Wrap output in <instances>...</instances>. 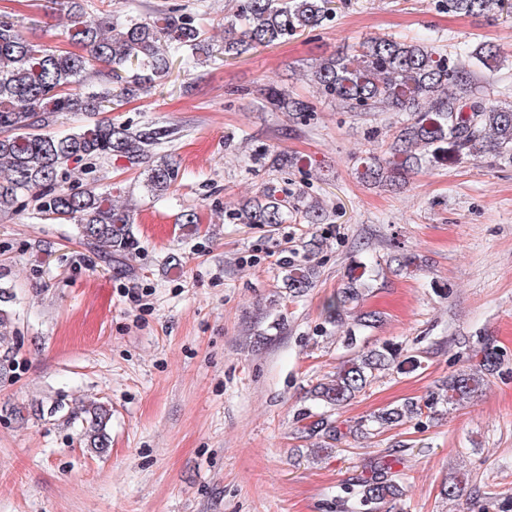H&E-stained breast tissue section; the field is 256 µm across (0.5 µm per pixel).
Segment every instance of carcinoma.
Returning <instances> with one entry per match:
<instances>
[{
	"label": "carcinoma",
	"instance_id": "1",
	"mask_svg": "<svg viewBox=\"0 0 512 512\" xmlns=\"http://www.w3.org/2000/svg\"><path fill=\"white\" fill-rule=\"evenodd\" d=\"M334 0H237L234 18L224 27V60L237 59L257 47H268L305 31L323 27L336 15ZM448 11L481 15L502 13L507 0H445ZM65 34L69 50H54L30 40L8 15L0 14V212L21 211L30 199L39 219L77 225L79 240L112 263L130 271L136 250L132 209L112 201V194L87 185L66 186L69 164L86 161V173L98 161H123L144 167L146 186L163 197L174 186L178 169L172 157L158 154L172 132L159 127L115 125L100 114L129 98L148 92L168 76L175 62L184 66L210 53L204 32L180 5L163 16L112 18V12L90 14L81 0H69ZM500 50L482 45L460 49L455 59L442 54L428 35L410 40L371 38L350 51L338 50L310 66L308 77L320 94L345 112H405L393 141L373 156L361 178L391 184L397 178L452 157L479 158L487 153L512 154V101H486L472 92L477 69L498 67ZM265 102L273 112L301 115L314 104L270 86ZM82 116L78 128L48 131L51 118ZM276 169L312 166L286 152L265 155ZM298 207H288L267 191L234 210L240 224L274 227L288 223ZM284 281L294 297L312 284L313 269L284 261ZM361 276L328 300L325 320L347 326L346 346L357 345L356 333L370 328L375 313L357 309L362 300ZM469 369L442 382L422 401H408L366 419L336 424L334 410L353 400L390 369L397 349L385 344L357 352L336 372L309 390L316 410L304 414L300 438L314 440L313 454L328 455L350 438H367L407 418L433 415L438 407L460 405L502 365L503 352L490 336H482ZM85 445L97 453L110 448L111 411L96 402L71 411ZM397 459L374 458L365 473L350 479L336 496L343 512H396L405 496Z\"/></svg>",
	"mask_w": 512,
	"mask_h": 512
}]
</instances>
